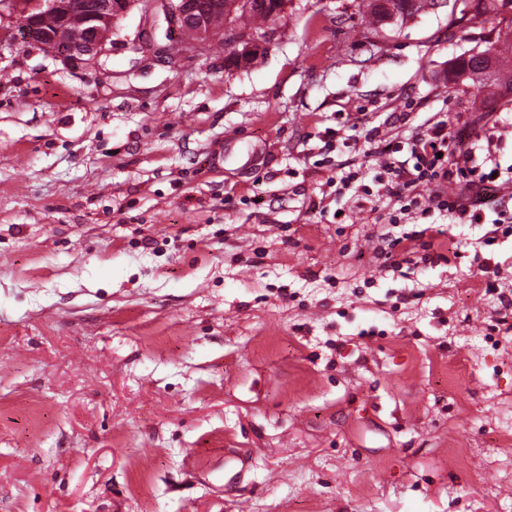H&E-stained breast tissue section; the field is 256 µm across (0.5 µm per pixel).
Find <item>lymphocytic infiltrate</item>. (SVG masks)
<instances>
[{"mask_svg": "<svg viewBox=\"0 0 512 512\" xmlns=\"http://www.w3.org/2000/svg\"><path fill=\"white\" fill-rule=\"evenodd\" d=\"M375 155L408 152L411 168L384 165L376 182L380 191L395 198L401 215L426 217L432 211H447L455 224H489L502 234H512V206L501 194L505 183L497 163L476 158L467 148L463 128L447 118L428 121L425 130L410 138H390L379 127L365 134ZM458 186L451 195L447 186Z\"/></svg>", "mask_w": 512, "mask_h": 512, "instance_id": "obj_1", "label": "lymphocytic infiltrate"}]
</instances>
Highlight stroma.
<instances>
[{
  "label": "stroma",
  "mask_w": 512,
  "mask_h": 512,
  "mask_svg": "<svg viewBox=\"0 0 512 512\" xmlns=\"http://www.w3.org/2000/svg\"><path fill=\"white\" fill-rule=\"evenodd\" d=\"M453 3L286 0L248 68L145 0L77 62L0 9V512H512V236L327 183L438 112L512 166V96L448 83L512 12ZM512 6L511 0H462L460 14L470 15L469 20H480L490 14H499L503 8Z\"/></svg>",
  "instance_id": "1"
}]
</instances>
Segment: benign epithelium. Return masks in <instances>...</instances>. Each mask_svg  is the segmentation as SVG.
Returning <instances> with one entry per match:
<instances>
[{
  "instance_id": "1",
  "label": "benign epithelium",
  "mask_w": 512,
  "mask_h": 512,
  "mask_svg": "<svg viewBox=\"0 0 512 512\" xmlns=\"http://www.w3.org/2000/svg\"><path fill=\"white\" fill-rule=\"evenodd\" d=\"M134 0H97V7L91 11L80 10L75 0H0L20 11L19 29L24 38L62 57L65 60L87 56L99 57L106 42L116 30L117 22L127 13ZM161 4L164 19L171 31H178L186 25L195 27L197 39L204 40L214 32L210 23L212 13L198 8L200 0H154ZM81 12L85 25V40L81 44L73 43L69 38L67 26L62 24L56 33L46 37L42 30V21L48 16L71 15ZM266 35L238 37L228 39L242 45L237 54L244 55L261 49Z\"/></svg>"
}]
</instances>
